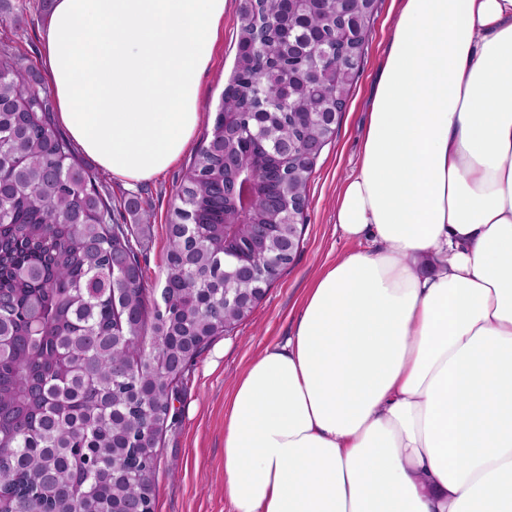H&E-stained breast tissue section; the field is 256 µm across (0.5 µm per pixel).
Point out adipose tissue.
<instances>
[{
    "instance_id": "ef3b65f1",
    "label": "adipose tissue",
    "mask_w": 512,
    "mask_h": 512,
    "mask_svg": "<svg viewBox=\"0 0 512 512\" xmlns=\"http://www.w3.org/2000/svg\"><path fill=\"white\" fill-rule=\"evenodd\" d=\"M230 0H52L42 63L79 150L130 184L198 133ZM292 336L224 412L230 512H512V0H398Z\"/></svg>"
}]
</instances>
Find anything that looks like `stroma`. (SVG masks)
<instances>
[{
    "mask_svg": "<svg viewBox=\"0 0 512 512\" xmlns=\"http://www.w3.org/2000/svg\"><path fill=\"white\" fill-rule=\"evenodd\" d=\"M0 14V45L13 49L16 62L39 68L42 35L48 23V0H10ZM396 0H381L370 28L359 78L350 91L332 142L318 159L309 184V206L296 258L268 288L251 315L236 329L214 338L190 368L178 422L164 437L155 512H229L224 499V402L239 374L265 347L293 333L306 288L323 267L359 249L336 228V197L356 170L362 128L371 95L394 34ZM237 10L224 15V39L212 67L200 77V109L205 115L190 149L167 170L139 188L149 198L154 216L142 225L140 240L145 285L160 292L165 278L168 224L181 176L193 152L206 140L221 103L237 51Z\"/></svg>",
    "mask_w": 512,
    "mask_h": 512,
    "instance_id": "stroma-1",
    "label": "stroma"
}]
</instances>
